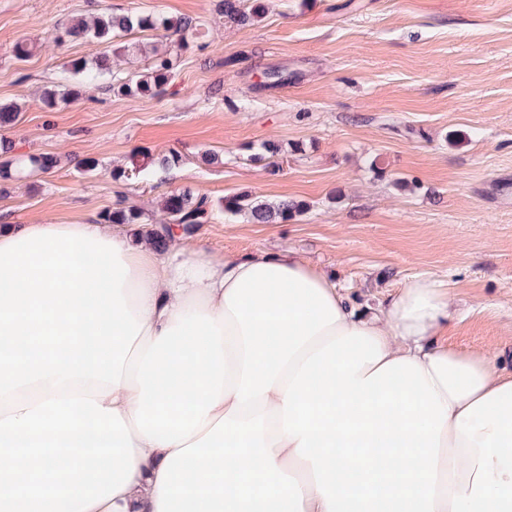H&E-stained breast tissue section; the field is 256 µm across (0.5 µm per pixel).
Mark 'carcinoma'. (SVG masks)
I'll use <instances>...</instances> for the list:
<instances>
[{"label":"carcinoma","mask_w":512,"mask_h":512,"mask_svg":"<svg viewBox=\"0 0 512 512\" xmlns=\"http://www.w3.org/2000/svg\"><path fill=\"white\" fill-rule=\"evenodd\" d=\"M217 11L224 21L237 26H246L261 17L266 11L263 0H218ZM158 32L164 42H138L117 47L118 51L141 57L145 68L141 71H113L106 52H96L90 57L70 60L64 71L84 81H95L104 74L111 81L101 89L121 96H159L166 91L178 68L181 52L188 49L202 36L201 24L190 17L176 20L153 15L116 14L110 11L96 13L88 18L71 19L54 29L53 40L57 44L85 39L98 47H112L114 39L132 32ZM83 94V84L59 88L54 85L45 89L43 101L46 107L54 108L58 101L66 98L78 99ZM179 162V156L171 152L162 157L143 154L142 163L135 161L125 167H114L111 171L115 182L130 180L145 172L150 166L168 168ZM61 166L60 156L53 153H38L17 156L13 146L0 143V179L10 180L14 173L27 169L42 174L52 173ZM305 204L294 199H282L275 203L258 201L246 193L226 196L214 204L206 196L190 189L171 191L161 200L164 218L148 222L144 211L137 206H121L106 209L98 214L102 224H136L138 234L162 246L172 241L169 236L159 234V229L168 224H204L212 219L213 211L219 209L232 215L244 214L254 224L286 223L303 212Z\"/></svg>","instance_id":"obj_1"}]
</instances>
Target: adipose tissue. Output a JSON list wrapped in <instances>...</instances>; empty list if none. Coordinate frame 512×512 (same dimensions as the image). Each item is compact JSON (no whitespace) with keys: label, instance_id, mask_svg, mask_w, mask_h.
I'll list each match as a JSON object with an SVG mask.
<instances>
[{"label":"adipose tissue","instance_id":"1","mask_svg":"<svg viewBox=\"0 0 512 512\" xmlns=\"http://www.w3.org/2000/svg\"><path fill=\"white\" fill-rule=\"evenodd\" d=\"M417 277L0 224V512H512V372Z\"/></svg>","mask_w":512,"mask_h":512}]
</instances>
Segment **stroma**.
<instances>
[{
	"label": "stroma",
	"instance_id": "obj_1",
	"mask_svg": "<svg viewBox=\"0 0 512 512\" xmlns=\"http://www.w3.org/2000/svg\"><path fill=\"white\" fill-rule=\"evenodd\" d=\"M255 24L225 23L215 0H0V129L18 153H55L53 173L14 179L0 222L83 224L117 204L158 213L175 189L219 200L243 191L303 201L285 224L216 212L191 246L206 256L293 250L357 304L416 277L448 288V343L498 355L512 371V0H266ZM194 17L206 49L180 58L157 97L97 87L47 109L66 61L94 52L56 45L62 20L103 10ZM27 42L17 60L13 47ZM287 83L266 85L268 68ZM283 148L269 173L262 146ZM180 161L115 182L135 154ZM219 163L202 162L204 152ZM95 158L98 168L78 163Z\"/></svg>",
	"mask_w": 512,
	"mask_h": 512
}]
</instances>
